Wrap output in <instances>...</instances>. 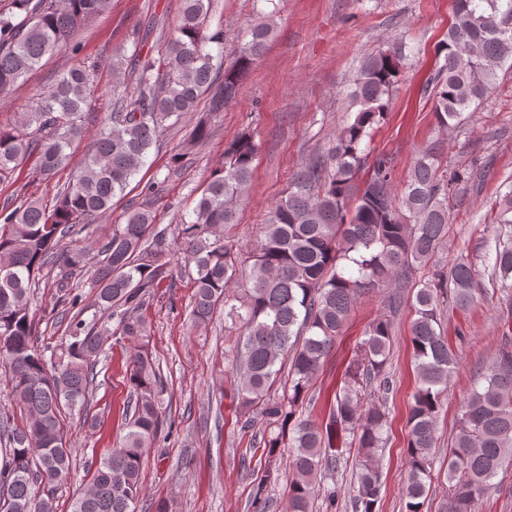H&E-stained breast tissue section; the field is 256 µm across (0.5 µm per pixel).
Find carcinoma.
Masks as SVG:
<instances>
[{
  "instance_id": "carcinoma-1",
  "label": "carcinoma",
  "mask_w": 512,
  "mask_h": 512,
  "mask_svg": "<svg viewBox=\"0 0 512 512\" xmlns=\"http://www.w3.org/2000/svg\"><path fill=\"white\" fill-rule=\"evenodd\" d=\"M109 6L110 0H8L0 7V95ZM215 16V0H181L173 29L154 19L137 28L132 54L112 58V71L121 74L112 84V112L76 175L58 187L54 205L25 198L0 210V369L19 408L17 416L0 417V512H55L56 491L72 473L66 414L88 413L104 343L114 336L134 342L128 363L133 415L122 445L90 462L91 479L74 498L72 512H136L145 448L163 425L156 400L161 375L146 343L150 330L143 313L170 275V233L195 288L191 322L207 323L222 306L227 318L244 327L233 356L235 397L248 414L241 431H249L255 415L270 428L260 440L265 461L254 473V512L271 507L265 490L280 470L278 449L286 447L292 454L285 512H312L317 478L336 469L335 442L345 437L358 454L356 512H377L386 413L368 398L390 390L388 320L368 326L325 429L302 419L301 412L310 383L360 297L390 279L407 278L414 265L433 257L448 237L450 201L471 178L441 167L442 144L433 143L419 151L397 198L391 192L393 159L368 157L365 140L389 111L406 59L403 47L365 58L351 93L353 116L336 130L329 151L297 174L271 209L242 287H236L240 268L224 226L238 223L252 181L258 144L249 132L225 145L222 165L210 173L189 218L173 230L155 224L150 210L129 207L97 250L96 262L88 263V245L64 246L112 212V199L146 165L165 122L177 125L195 116L189 142L203 144L236 101L245 73L266 51L272 19L254 25L250 40L226 66L224 25ZM150 38L163 47L156 56L143 52ZM437 54L442 63L427 88L436 123L446 130L475 114L498 72L512 61V0H455L453 22ZM95 72L94 64L70 66L18 125L0 126V182L32 156L45 178L66 164L83 137ZM494 208L505 232L495 238L488 268L501 287L511 288L512 189ZM47 271L55 288L49 315L60 307L69 315L64 340L53 346L39 344L30 305V293ZM82 272L94 290L89 307L71 283ZM476 275L475 264L458 257L415 294L418 384L408 418L404 512L427 509L438 414L457 364L440 330L441 305L467 309L476 299ZM289 353L287 382L276 397L271 391ZM507 461L512 463L509 349L493 359L482 386L463 403L448 448L441 512H473Z\"/></svg>"
}]
</instances>
